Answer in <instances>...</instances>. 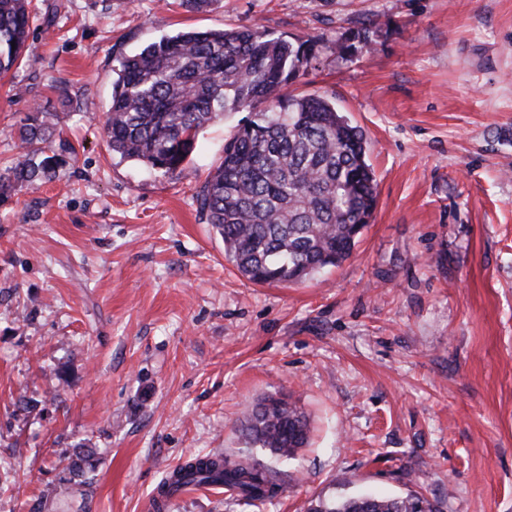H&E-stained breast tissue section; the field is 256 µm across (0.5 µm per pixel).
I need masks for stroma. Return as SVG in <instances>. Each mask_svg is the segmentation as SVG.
<instances>
[{"mask_svg": "<svg viewBox=\"0 0 512 512\" xmlns=\"http://www.w3.org/2000/svg\"><path fill=\"white\" fill-rule=\"evenodd\" d=\"M32 63L0 78V168L31 106L75 149L0 198V512H154L164 478L245 450L243 409L284 394L310 443L266 507L189 488L163 512H306L318 496L421 494L512 512V0H33ZM325 45L292 93L364 131L374 217L338 267L256 285L195 195L241 115L183 173L112 154L116 54L187 30ZM368 27L370 46L336 53ZM81 448L93 485L68 482Z\"/></svg>", "mask_w": 512, "mask_h": 512, "instance_id": "35a3bbf8", "label": "stroma"}]
</instances>
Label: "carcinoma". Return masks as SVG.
Wrapping results in <instances>:
<instances>
[{"mask_svg":"<svg viewBox=\"0 0 512 512\" xmlns=\"http://www.w3.org/2000/svg\"><path fill=\"white\" fill-rule=\"evenodd\" d=\"M32 0H0V74L19 66ZM322 46L318 36L273 37L260 27L189 30L117 58L104 131L112 152L165 174L184 171L199 133L226 112H249L224 159L196 192L200 213L224 241V256L258 285L298 284L353 253L377 206L367 139L328 97L294 95ZM22 159L0 173V197L38 185L64 162L52 113L29 109ZM247 448L271 463L197 454L166 477L156 510L188 486L219 487L259 508L283 491L275 464L308 442L304 412L285 395L252 405L240 422ZM308 512H434L421 495L317 498Z\"/></svg>","mask_w":512,"mask_h":512,"instance_id":"obj_1","label":"carcinoma"}]
</instances>
